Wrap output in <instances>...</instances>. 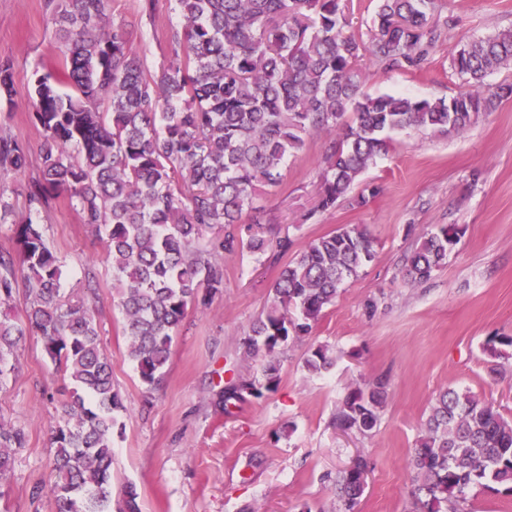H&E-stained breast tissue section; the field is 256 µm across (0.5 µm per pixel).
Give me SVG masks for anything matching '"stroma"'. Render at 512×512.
<instances>
[{
  "mask_svg": "<svg viewBox=\"0 0 512 512\" xmlns=\"http://www.w3.org/2000/svg\"><path fill=\"white\" fill-rule=\"evenodd\" d=\"M47 0H0V54L13 66L12 111L0 112V137L28 151L24 176L0 168V192L17 218L28 213L24 184L38 174L41 131L32 124L29 96L35 69L58 64ZM139 0H108L106 18L124 27L129 45L152 69L163 61L164 39L179 19L170 0H157L153 18ZM448 35L430 49L419 71L386 72L364 61L372 94L450 98L464 90L452 53L471 41L512 27V0H441ZM389 153L356 185L366 205L339 203L310 214L322 169L320 135L289 157L282 182L260 202L273 221L259 233L286 237L289 255L343 225L365 228L375 258L348 283L311 335L293 340L281 356L280 383L257 399L217 405L229 382L255 375L244 339L260 315L289 255L224 256V286L209 303L190 309L173 338L161 383L142 384L128 357L121 310L112 303V267L103 242L58 193L41 220L50 247L63 261L65 294L82 292L95 274L100 300L95 319L112 361V382L126 406L112 437V504L126 487L140 512H343L336 478L353 459L368 463L354 512H414L410 459L439 392L471 391L512 418V356L485 347L512 337V99L462 133L438 137L405 130ZM444 225L461 229L447 264L426 282L403 280L404 258L422 237ZM328 347L333 364L318 374L304 361ZM16 370L0 382V421L24 431L14 472L0 484V512H55L48 482L52 434L71 390L39 336L20 344ZM380 379L389 396L371 435L346 434L337 410L357 385Z\"/></svg>",
  "mask_w": 512,
  "mask_h": 512,
  "instance_id": "1",
  "label": "stroma"
}]
</instances>
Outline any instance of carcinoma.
<instances>
[{
  "label": "carcinoma",
  "mask_w": 512,
  "mask_h": 512,
  "mask_svg": "<svg viewBox=\"0 0 512 512\" xmlns=\"http://www.w3.org/2000/svg\"><path fill=\"white\" fill-rule=\"evenodd\" d=\"M61 67L33 73L31 120L42 130L39 174L25 185L28 215L13 219L0 194V225H10L16 257L0 255V306L21 291L24 315L0 318V380L30 333L67 373L73 387L53 429L55 451L46 491L56 512H112V433L125 410L112 386V362L101 346L88 300L61 292L62 261L47 243L39 215L51 193L64 191L82 223L104 242L112 264V300L120 307L128 357L141 382H159L173 336L187 311L224 287V252L265 254L243 224H268L256 205L262 187L280 185L288 156L313 134L328 136L312 213L366 202L351 195L360 176L391 148L402 130L448 137L465 131L512 84L492 90L485 79L512 64V28L456 50L451 67L468 89L450 99L372 95L360 62L386 71L421 69L429 48L448 35L434 18L437 0H379L369 39L351 29L347 0H174L180 25L171 29L164 61L152 72L129 47L128 33L106 23L105 0H49ZM109 110L99 111L101 102ZM15 106L14 72L0 61V106ZM16 141L0 138V167L27 168ZM224 236L201 244L206 233ZM460 229L442 226L405 259L410 284L430 279L457 244ZM375 256L358 226L320 236L283 267L267 309L252 324L244 354L257 376L220 391L221 402L276 390L278 354L309 335L344 284ZM332 365L318 347L305 367ZM388 398L382 382L351 389L336 427L371 434ZM22 430L0 422V481L24 447ZM416 512H460L469 491L491 481L512 492V419L468 390L449 388L413 450ZM366 460L336 480L351 512L363 492Z\"/></svg>",
  "instance_id": "cac0c4a2"
}]
</instances>
